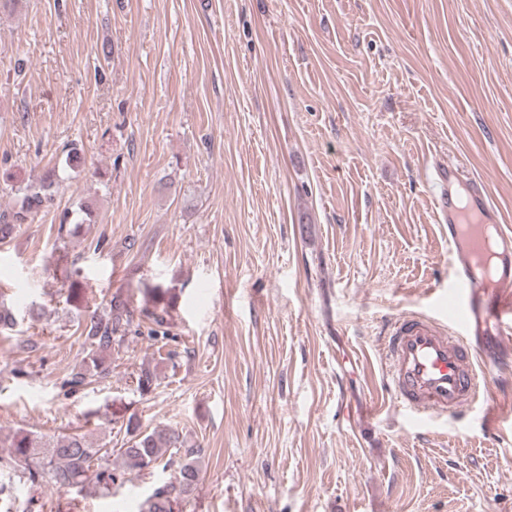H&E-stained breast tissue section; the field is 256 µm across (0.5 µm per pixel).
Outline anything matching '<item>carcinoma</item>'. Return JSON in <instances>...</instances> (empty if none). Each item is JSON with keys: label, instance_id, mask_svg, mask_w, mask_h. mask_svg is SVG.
Listing matches in <instances>:
<instances>
[{"label": "carcinoma", "instance_id": "1", "mask_svg": "<svg viewBox=\"0 0 512 512\" xmlns=\"http://www.w3.org/2000/svg\"><path fill=\"white\" fill-rule=\"evenodd\" d=\"M58 184V175H45L25 186L20 201L15 207L0 212V242L13 237L21 225L33 220L34 216L50 202ZM91 210L80 206L65 213L59 223V238L70 233L68 225L82 224ZM145 301L153 307L134 308L128 299L115 294L101 312H92L79 322L80 337L83 338L84 356L70 378L62 387L74 391L91 383L92 378L109 374V355L112 347L122 345L135 324V315L147 318L154 324L150 333L158 334L166 324V310H158L164 291L157 286H146L143 290ZM157 382L156 369L141 365L136 374V390L146 395L154 391ZM126 431L131 436L129 446L121 450L122 463L112 465L111 454L106 448H99L79 433L45 437L34 433L14 436L8 447L11 451L0 457V512H13V502L7 491L19 485L35 488L45 482L80 493L90 478L106 490L116 481L125 480L128 474L138 477L151 474L158 467L174 468L166 481L152 488L146 504V512H180V505L193 495L198 488V451L185 447L180 435L165 428L141 429L134 418H129ZM172 448L185 449V457L176 463L168 456Z\"/></svg>", "mask_w": 512, "mask_h": 512}]
</instances>
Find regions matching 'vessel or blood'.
Segmentation results:
<instances>
[{"mask_svg": "<svg viewBox=\"0 0 512 512\" xmlns=\"http://www.w3.org/2000/svg\"><path fill=\"white\" fill-rule=\"evenodd\" d=\"M437 205L448 224V320L404 315L380 340L394 403L423 425L461 423L482 399L479 368L512 364V231L459 166L444 174Z\"/></svg>", "mask_w": 512, "mask_h": 512, "instance_id": "b4317fda", "label": "vessel or blood"}]
</instances>
